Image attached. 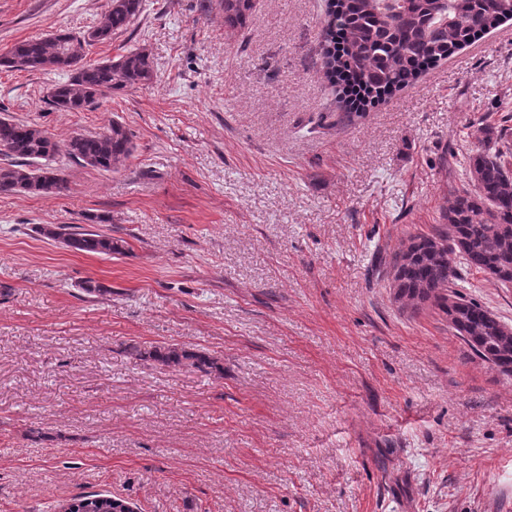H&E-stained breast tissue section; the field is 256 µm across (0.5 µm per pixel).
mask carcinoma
<instances>
[{"label": "carcinoma", "instance_id": "carcinoma-1", "mask_svg": "<svg viewBox=\"0 0 512 512\" xmlns=\"http://www.w3.org/2000/svg\"><path fill=\"white\" fill-rule=\"evenodd\" d=\"M224 30L250 25L254 0H219ZM143 10V0H111L94 28L74 34L14 44L0 54L7 71L60 70L68 75L53 85L49 104L59 112H82L114 92L136 89L154 77L153 61L140 48L95 64L84 62L87 47L127 29ZM512 20V0H327L321 29L320 66L336 91L339 107L363 113L413 83L423 71L451 58L501 22ZM469 156L471 188L448 199L443 224L429 236H413L388 262L387 275L397 302L414 309L430 302L483 361L512 376V329L472 297L457 290L459 273L449 254L465 267L501 285H512V144L490 146L494 128ZM83 166L116 171L132 156L128 128L114 121L101 132L80 133L61 145L34 123L0 117V193L57 195L66 188L61 169L50 164L60 151ZM40 232L88 254L121 255L126 241L81 224H56ZM136 356L167 367L212 366L204 354L176 345ZM123 500L90 494L61 505V512H113Z\"/></svg>", "mask_w": 512, "mask_h": 512}]
</instances>
